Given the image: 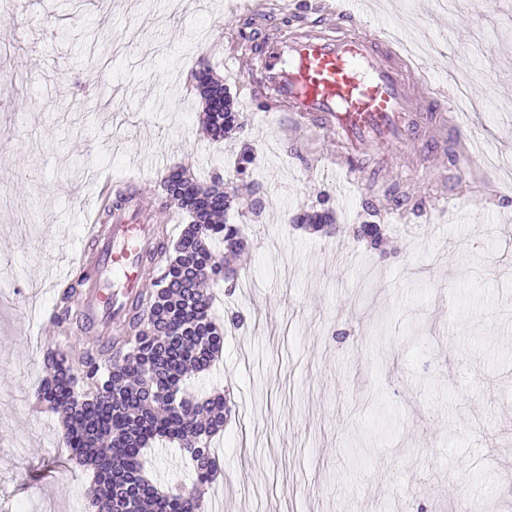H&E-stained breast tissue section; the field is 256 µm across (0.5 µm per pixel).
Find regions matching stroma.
I'll use <instances>...</instances> for the list:
<instances>
[{"mask_svg":"<svg viewBox=\"0 0 512 512\" xmlns=\"http://www.w3.org/2000/svg\"><path fill=\"white\" fill-rule=\"evenodd\" d=\"M320 0H19L0 11V512H95L93 470L58 445L57 415L31 411L54 283L73 278L76 217L99 183L159 181L184 166L232 176L238 140L203 137L184 82L200 53L247 124L265 208L242 219L246 288L216 289L224 348L188 384L229 391L216 438L221 472L205 491L220 512H512V0H357L367 26L405 25L417 43L421 107L455 101L427 145L388 148L383 180L342 198L324 163L330 138L294 142L248 107L234 64L255 28ZM496 157L456 194L463 145ZM325 197L337 231L294 217ZM378 208L369 216V208ZM384 225L375 252L353 225ZM242 323L229 325L231 314ZM161 487L193 463L166 441L147 452Z\"/></svg>","mask_w":512,"mask_h":512,"instance_id":"1","label":"stroma"}]
</instances>
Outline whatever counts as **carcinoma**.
Listing matches in <instances>:
<instances>
[{
    "mask_svg": "<svg viewBox=\"0 0 512 512\" xmlns=\"http://www.w3.org/2000/svg\"><path fill=\"white\" fill-rule=\"evenodd\" d=\"M188 89L203 104L202 126L211 140L221 142L244 131L233 97L207 59L190 73ZM253 162L254 150L245 143L230 180L216 173L201 182L184 166L161 177L168 204L187 224L175 240L166 225L156 226L142 258L154 288L130 300L119 335L73 354L68 346L76 323L75 302L89 268L80 267L57 294L50 323L60 335L49 337L43 348L44 375L35 388L32 410L59 415L60 444L72 459L95 470L88 495L98 512H125L130 502L136 512L204 509L203 488L220 468L212 439L224 428L232 406L225 394L201 400L188 393L185 380L192 371L210 368L224 343V330L211 315L212 288L220 283L228 289L236 286V260L249 249L240 226L228 223L233 203L245 201L240 211L255 218L264 209V190L252 176ZM136 197L134 189L116 186L106 213L125 210ZM295 223L325 234L336 231L325 198L298 214ZM363 233L372 248L383 246L381 225L353 228L354 236ZM216 241L224 244V251L213 250ZM160 440L178 444L196 463L191 488L160 495L144 476L145 450Z\"/></svg>",
    "mask_w": 512,
    "mask_h": 512,
    "instance_id": "carcinoma-1",
    "label": "carcinoma"
}]
</instances>
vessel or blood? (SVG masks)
Masks as SVG:
<instances>
[{"instance_id": "1", "label": "vessel or blood", "mask_w": 512, "mask_h": 512, "mask_svg": "<svg viewBox=\"0 0 512 512\" xmlns=\"http://www.w3.org/2000/svg\"><path fill=\"white\" fill-rule=\"evenodd\" d=\"M318 11L310 30L281 41L261 40L244 62L252 95L266 96L271 111L291 115L289 139L306 130L344 145L336 179L351 192L367 178V151L406 144L439 114L418 112L413 87L421 74L405 62L408 41L400 28L383 22L360 32L345 0H323ZM158 212L153 200L144 199L137 212L114 216L109 227L94 217L86 220L96 268L77 313L92 335L91 346L117 333L128 300L143 291L141 244Z\"/></svg>"}]
</instances>
